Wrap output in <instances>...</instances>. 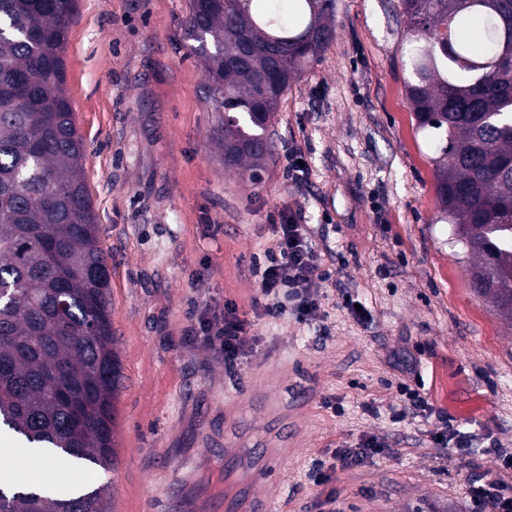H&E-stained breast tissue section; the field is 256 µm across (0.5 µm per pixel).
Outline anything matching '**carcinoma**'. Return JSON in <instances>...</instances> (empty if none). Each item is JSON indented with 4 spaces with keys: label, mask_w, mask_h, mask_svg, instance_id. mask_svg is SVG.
<instances>
[{
    "label": "carcinoma",
    "mask_w": 512,
    "mask_h": 512,
    "mask_svg": "<svg viewBox=\"0 0 512 512\" xmlns=\"http://www.w3.org/2000/svg\"><path fill=\"white\" fill-rule=\"evenodd\" d=\"M190 0L184 37L222 113L224 168L261 180L290 85L335 36L336 0ZM76 0H0V430L88 471L116 462L108 253L85 184V147L65 84ZM406 95L417 128L444 134L434 159L441 219L473 258V291L512 319V0H401ZM479 46L458 40L475 18ZM0 512H110L100 488L68 499L8 495Z\"/></svg>",
    "instance_id": "cac0c4a2"
}]
</instances>
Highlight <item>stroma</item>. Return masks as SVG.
I'll list each match as a JSON object with an SVG mask.
<instances>
[{
	"mask_svg": "<svg viewBox=\"0 0 512 512\" xmlns=\"http://www.w3.org/2000/svg\"><path fill=\"white\" fill-rule=\"evenodd\" d=\"M188 13L189 0H78L65 53L110 255L117 463L92 475L62 456L37 470L0 452V466L37 471L63 498L97 480L113 512H200L224 492V428L236 418L280 451L252 481L270 512H307L331 488L338 512H468L470 484L512 488L496 455L512 449V320L473 292L439 220L437 143L405 93L399 0H336V37L283 98L257 184L224 169L219 115L183 36ZM292 150L308 166L299 182L283 175ZM285 207L331 275L309 324L253 307L252 264ZM345 292L368 319L345 308ZM227 300L256 338L235 368L197 334L198 311ZM401 382L428 411L394 419L407 405ZM445 424L462 447L433 443ZM366 435L386 441L383 457L313 483L315 461Z\"/></svg>",
	"mask_w": 512,
	"mask_h": 512,
	"instance_id": "stroma-1",
	"label": "stroma"
}]
</instances>
